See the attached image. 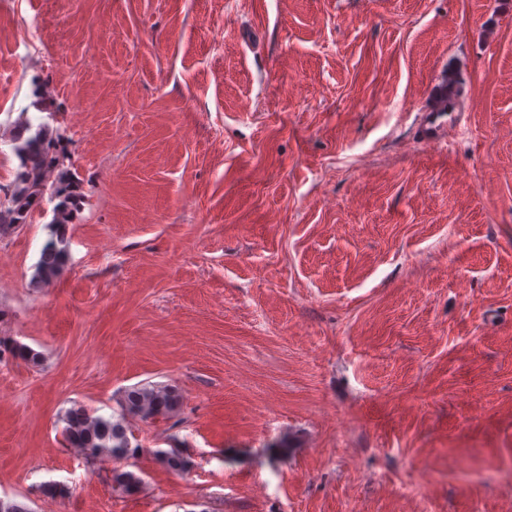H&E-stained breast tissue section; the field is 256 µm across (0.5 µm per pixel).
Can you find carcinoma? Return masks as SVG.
Listing matches in <instances>:
<instances>
[{
	"mask_svg": "<svg viewBox=\"0 0 512 512\" xmlns=\"http://www.w3.org/2000/svg\"><path fill=\"white\" fill-rule=\"evenodd\" d=\"M12 135V151L19 161L11 189L0 200V236L27 223L30 213L44 201L54 203L50 238L44 244L35 265L33 280L37 285H50L67 270L69 262L68 228L80 208L81 183L69 167L68 141L53 131L48 123L25 118ZM21 359L33 366L41 364L39 352L10 339L0 338V362L6 356ZM183 396L175 385L139 384L125 390L118 416L93 415L82 406L67 411L63 437L68 447L78 449L87 460L109 457L121 461L142 451L131 446L126 419L142 422L169 420L181 409ZM154 459L165 468L184 473L191 460L178 447L158 448ZM112 485L124 495L138 493L144 479L133 470L112 469Z\"/></svg>",
	"mask_w": 512,
	"mask_h": 512,
	"instance_id": "cac0c4a2",
	"label": "carcinoma"
}]
</instances>
